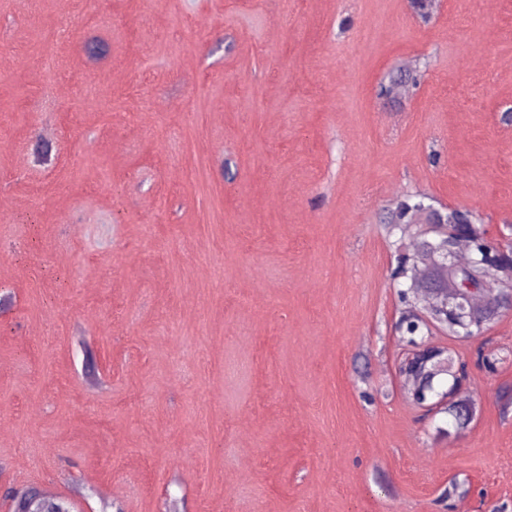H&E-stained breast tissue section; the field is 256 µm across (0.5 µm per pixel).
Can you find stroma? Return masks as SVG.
<instances>
[{
    "mask_svg": "<svg viewBox=\"0 0 512 512\" xmlns=\"http://www.w3.org/2000/svg\"><path fill=\"white\" fill-rule=\"evenodd\" d=\"M510 108L512 0L426 25L409 0H0V486L512 512V313L425 339L469 363L463 427L414 406L381 222L420 191L512 243Z\"/></svg>",
    "mask_w": 512,
    "mask_h": 512,
    "instance_id": "35a3bbf8",
    "label": "stroma"
}]
</instances>
